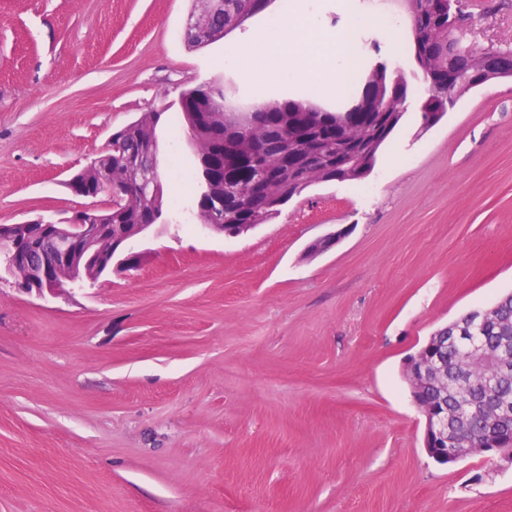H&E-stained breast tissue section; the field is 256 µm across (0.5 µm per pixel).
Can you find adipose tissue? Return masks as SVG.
I'll list each match as a JSON object with an SVG mask.
<instances>
[{
  "instance_id": "ef3b65f1",
  "label": "adipose tissue",
  "mask_w": 512,
  "mask_h": 512,
  "mask_svg": "<svg viewBox=\"0 0 512 512\" xmlns=\"http://www.w3.org/2000/svg\"><path fill=\"white\" fill-rule=\"evenodd\" d=\"M343 9L346 14L345 32L329 36L324 43L327 52L337 60L333 66H302V59L310 55L316 42L315 34L307 29L302 32L301 42L292 45L272 39L268 32L262 30L253 31L235 43L234 53L242 63L239 74L257 91L254 105H261L266 91L276 86L284 76L303 84L315 74L319 77L321 92L331 97L343 95L345 81L340 62L346 56L345 33L370 23L369 18L358 11L353 0H344Z\"/></svg>"
}]
</instances>
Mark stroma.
<instances>
[{"mask_svg":"<svg viewBox=\"0 0 512 512\" xmlns=\"http://www.w3.org/2000/svg\"><path fill=\"white\" fill-rule=\"evenodd\" d=\"M462 2L474 46L512 45V0ZM358 5L395 19L401 48L358 32L349 94L386 62L400 125L365 179L227 237L183 190L178 100L220 82L249 105L227 47L276 29L281 0L200 49L194 0H0V224L85 206L69 179L151 110L168 224L131 242L138 270L58 297L0 285V512H512L511 468L428 456L405 377L438 327L512 292V80L420 132L407 14ZM296 10L323 39L345 20L341 0Z\"/></svg>","mask_w":512,"mask_h":512,"instance_id":"35a3bbf8","label":"stroma"}]
</instances>
